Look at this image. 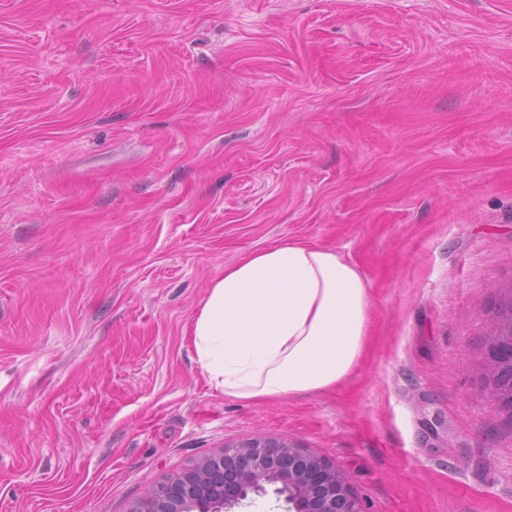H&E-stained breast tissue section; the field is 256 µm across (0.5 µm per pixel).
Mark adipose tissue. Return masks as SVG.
Returning <instances> with one entry per match:
<instances>
[{
	"mask_svg": "<svg viewBox=\"0 0 512 512\" xmlns=\"http://www.w3.org/2000/svg\"><path fill=\"white\" fill-rule=\"evenodd\" d=\"M371 308L354 263L286 239L225 267L200 304L191 345L225 396L262 401L322 393L362 361Z\"/></svg>",
	"mask_w": 512,
	"mask_h": 512,
	"instance_id": "1",
	"label": "adipose tissue"
}]
</instances>
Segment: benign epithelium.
I'll use <instances>...</instances> for the list:
<instances>
[{"instance_id": "7a95c632", "label": "benign epithelium", "mask_w": 512, "mask_h": 512, "mask_svg": "<svg viewBox=\"0 0 512 512\" xmlns=\"http://www.w3.org/2000/svg\"><path fill=\"white\" fill-rule=\"evenodd\" d=\"M490 396L512 411V320L495 326ZM291 512H362L349 478L315 453L285 440L227 445L193 469L153 485L133 512H231L267 486Z\"/></svg>"}]
</instances>
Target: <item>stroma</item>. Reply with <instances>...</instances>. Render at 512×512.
I'll use <instances>...</instances> for the list:
<instances>
[{
    "instance_id": "obj_1",
    "label": "stroma",
    "mask_w": 512,
    "mask_h": 512,
    "mask_svg": "<svg viewBox=\"0 0 512 512\" xmlns=\"http://www.w3.org/2000/svg\"><path fill=\"white\" fill-rule=\"evenodd\" d=\"M354 262L370 343L262 403L189 342L286 239ZM512 0H0V512H133L255 437L363 512H512ZM492 335L499 338L493 341L491 354V380L490 396L502 407L512 411V320L500 327L496 325ZM502 386L508 391L504 393Z\"/></svg>"
}]
</instances>
